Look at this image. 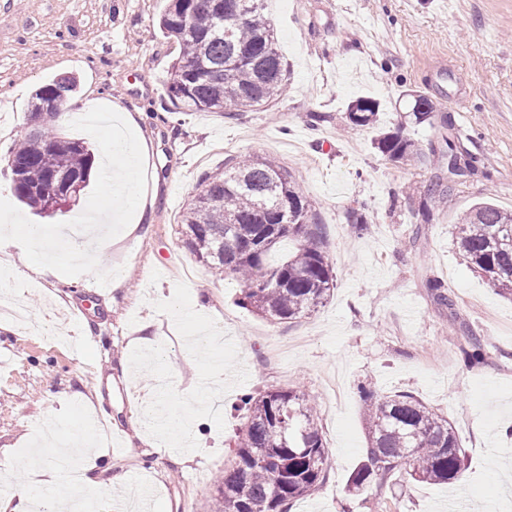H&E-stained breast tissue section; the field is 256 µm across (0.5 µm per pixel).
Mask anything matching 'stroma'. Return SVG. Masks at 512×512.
Instances as JSON below:
<instances>
[{
	"mask_svg": "<svg viewBox=\"0 0 512 512\" xmlns=\"http://www.w3.org/2000/svg\"><path fill=\"white\" fill-rule=\"evenodd\" d=\"M165 0H0V214L42 226L60 278L0 274V303L22 302L27 322L0 320V463L16 477L56 479L52 455L26 456L48 433L80 429L104 411L127 449L89 465L91 490L110 489L112 512H139L143 484L154 512H204L234 457L242 394L300 390L317 398L332 459L325 482L291 512H486L512 505V300L499 295L458 254L451 224L475 203L512 210V0H272L267 13L293 73L271 105L225 116L174 112L166 96L180 53L159 18ZM75 77L76 99L134 115L148 146L145 187L150 223L102 255L107 277L86 275L61 231L71 215L133 210L110 198L93 172L73 205L40 214L11 191L7 163L21 133L35 128L34 92ZM427 95L451 127L417 126L404 95ZM380 104L377 128L349 129L356 97ZM412 139L423 159L412 166L375 149L378 131ZM455 132L475 157L473 170L449 177L441 137ZM243 155L275 157L315 207L336 285L309 316L270 324L242 307L236 281L215 276L185 245L179 220L201 177ZM451 179L431 218L427 186ZM369 225L351 230L352 216ZM441 281L455 304L428 288ZM103 292L92 296V286ZM210 325L223 345L193 357L186 338ZM483 337L486 359L466 367L462 351ZM163 337L160 359L142 366L143 338ZM224 363L212 399L176 403L156 395L194 387L208 359ZM404 391L438 409L455 428L466 459L458 486L412 480L404 470L373 476L352 492L348 480L366 458L359 387ZM192 419L190 435L148 425L153 407Z\"/></svg>",
	"mask_w": 512,
	"mask_h": 512,
	"instance_id": "stroma-1",
	"label": "stroma"
}]
</instances>
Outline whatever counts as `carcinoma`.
<instances>
[{
	"mask_svg": "<svg viewBox=\"0 0 512 512\" xmlns=\"http://www.w3.org/2000/svg\"><path fill=\"white\" fill-rule=\"evenodd\" d=\"M233 17L230 27L215 30V16ZM163 35L174 38L182 52L172 63L167 95L184 112L232 115L277 100L284 91L287 67L265 14V0H169L160 20ZM204 63L218 71L211 77L194 72ZM76 81L62 76L38 88L31 112L56 103L64 112L76 92ZM379 103L358 98L348 106L354 127L377 123ZM410 119L433 126L434 103L411 95ZM376 148L394 163L420 159L415 142L385 133ZM95 156L83 141L57 133L53 120L37 132H25L9 154L16 196L39 212H53L69 201L52 200L45 191L46 174L62 169L82 191L94 170ZM181 233L195 259L215 274L232 277L240 286L239 302L272 324L314 312L330 295L335 275L327 256L314 206L300 185L271 158L245 157L229 169L205 175L183 210ZM469 267L504 297L512 298V211L486 200L473 205L451 229ZM293 237L295 250L277 266L266 263L282 239ZM469 365L484 359L481 337H471L464 351ZM368 429L366 460L350 478L361 489L375 473H389L404 463L421 482L456 484L465 469L459 437L446 417L407 392L383 394L360 386ZM235 461L224 470L206 512H289L326 480L331 459L323 443L317 413L302 391L245 393Z\"/></svg>",
	"mask_w": 512,
	"mask_h": 512,
	"instance_id": "obj_1",
	"label": "carcinoma"
}]
</instances>
